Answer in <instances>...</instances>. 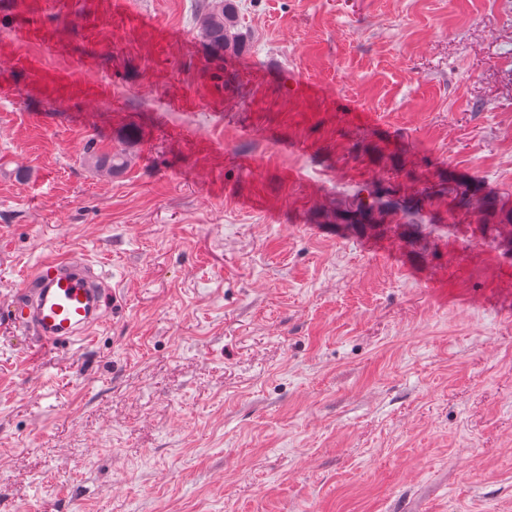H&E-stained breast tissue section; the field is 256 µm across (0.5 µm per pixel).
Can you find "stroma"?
<instances>
[{
  "mask_svg": "<svg viewBox=\"0 0 512 512\" xmlns=\"http://www.w3.org/2000/svg\"><path fill=\"white\" fill-rule=\"evenodd\" d=\"M237 2L0 0V512H512V0ZM208 10L198 18L201 37L215 57L234 48L237 40V4L235 0H211ZM386 214L382 206L377 205L375 200L364 203L362 199L357 200L354 210H345L340 213V220L352 223L355 221L367 220L373 223L383 222V216ZM21 291L14 321L43 347L89 338L116 300L107 275L77 257L43 261L24 278Z\"/></svg>",
  "mask_w": 512,
  "mask_h": 512,
  "instance_id": "1",
  "label": "stroma"
}]
</instances>
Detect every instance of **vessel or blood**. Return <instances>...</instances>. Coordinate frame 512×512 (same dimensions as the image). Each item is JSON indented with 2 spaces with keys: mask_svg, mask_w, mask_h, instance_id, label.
Returning a JSON list of instances; mask_svg holds the SVG:
<instances>
[{
  "mask_svg": "<svg viewBox=\"0 0 512 512\" xmlns=\"http://www.w3.org/2000/svg\"><path fill=\"white\" fill-rule=\"evenodd\" d=\"M114 298L107 275L93 265L51 258L25 277L14 321L34 332L41 346L72 344L94 333Z\"/></svg>",
  "mask_w": 512,
  "mask_h": 512,
  "instance_id": "vessel-or-blood-1",
  "label": "vessel or blood"
}]
</instances>
